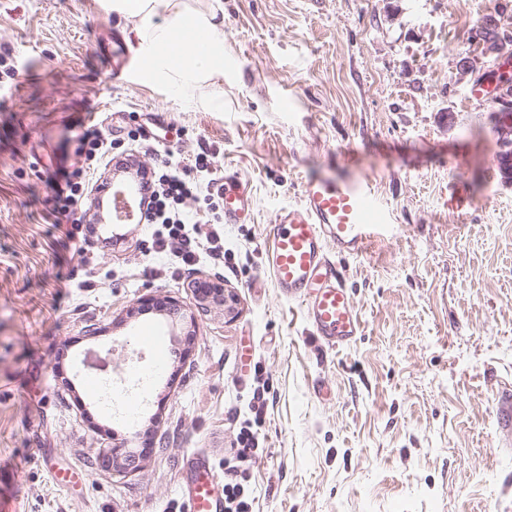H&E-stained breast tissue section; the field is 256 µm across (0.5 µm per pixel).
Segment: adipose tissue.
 <instances>
[{
    "label": "adipose tissue",
    "mask_w": 512,
    "mask_h": 512,
    "mask_svg": "<svg viewBox=\"0 0 512 512\" xmlns=\"http://www.w3.org/2000/svg\"><path fill=\"white\" fill-rule=\"evenodd\" d=\"M119 11L128 17H149L169 11V23L163 27H138L135 37L148 50L150 66L163 70L175 91L188 92L201 82L224 74V24L208 18L184 14L175 7L176 0H116ZM209 46L207 54H198L197 41Z\"/></svg>",
    "instance_id": "adipose-tissue-1"
}]
</instances>
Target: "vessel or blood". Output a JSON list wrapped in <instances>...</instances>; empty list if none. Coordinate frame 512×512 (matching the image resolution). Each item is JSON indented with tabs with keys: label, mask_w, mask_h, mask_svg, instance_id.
Here are the masks:
<instances>
[{
	"label": "vessel or blood",
	"mask_w": 512,
	"mask_h": 512,
	"mask_svg": "<svg viewBox=\"0 0 512 512\" xmlns=\"http://www.w3.org/2000/svg\"><path fill=\"white\" fill-rule=\"evenodd\" d=\"M125 196L139 209L134 182L113 184L102 203ZM252 198L233 175L224 178V221L242 224L250 219ZM393 213L380 202L371 179L358 160L343 158L335 176H309L302 185V201L276 216L266 263L282 294L300 301L316 335L331 348L350 344L362 331L357 310L329 251L363 254L375 241L395 237ZM501 433L512 444V391L498 400ZM186 512H222L224 487L209 462L200 456L187 460Z\"/></svg>",
	"instance_id": "obj_1"
}]
</instances>
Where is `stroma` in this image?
<instances>
[{"label":"stroma","mask_w":512,"mask_h":512,"mask_svg":"<svg viewBox=\"0 0 512 512\" xmlns=\"http://www.w3.org/2000/svg\"><path fill=\"white\" fill-rule=\"evenodd\" d=\"M223 3L224 77L178 94L149 74L138 20L112 0H0V55L14 64L0 68V492L20 512H184L199 452L245 474L253 512H512L495 410L512 387V184L491 108L470 104L475 78L460 74L487 69L478 11L512 28V0ZM88 111L118 150L143 128L177 160L203 154L215 178L247 183L252 216L225 225L223 267L196 266L236 296L235 317L197 309L153 226L49 218L46 181L72 164L70 128ZM347 153L398 234L331 254L362 322L332 349L264 257L277 213ZM146 293L195 310L188 359L168 316L128 317ZM154 335L170 369L141 379ZM89 350L107 371L84 366ZM244 428L259 446L243 462ZM146 429L142 470L113 474L103 449Z\"/></svg>","instance_id":"35a3bbf8"}]
</instances>
